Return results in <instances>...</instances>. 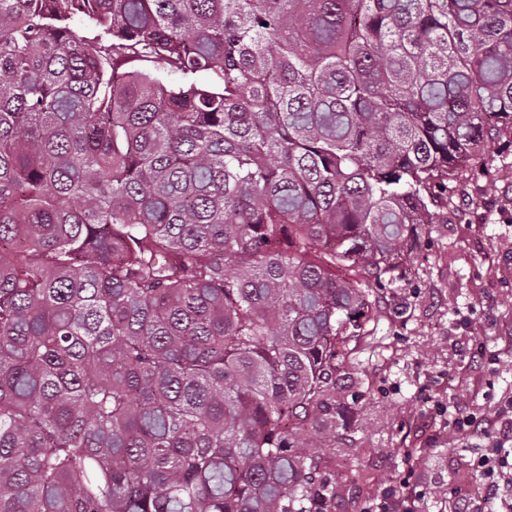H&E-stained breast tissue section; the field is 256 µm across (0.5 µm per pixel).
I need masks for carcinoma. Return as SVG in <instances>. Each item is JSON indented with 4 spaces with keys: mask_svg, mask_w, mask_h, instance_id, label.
Returning <instances> with one entry per match:
<instances>
[{
    "mask_svg": "<svg viewBox=\"0 0 512 512\" xmlns=\"http://www.w3.org/2000/svg\"><path fill=\"white\" fill-rule=\"evenodd\" d=\"M490 139L512 0H0V512H363L379 291Z\"/></svg>",
    "mask_w": 512,
    "mask_h": 512,
    "instance_id": "obj_1",
    "label": "carcinoma"
}]
</instances>
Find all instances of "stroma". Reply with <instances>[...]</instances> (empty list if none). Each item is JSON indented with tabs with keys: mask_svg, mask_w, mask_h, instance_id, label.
<instances>
[{
	"mask_svg": "<svg viewBox=\"0 0 512 512\" xmlns=\"http://www.w3.org/2000/svg\"><path fill=\"white\" fill-rule=\"evenodd\" d=\"M492 164L471 168L455 183L448 221L433 224L426 247L408 255L380 298L377 336L383 360H364L378 391L360 413L364 466L373 496L398 485L402 451H421L418 478L427 485L428 512H449V476L470 480V448L450 442L435 403L470 400L475 370L465 352L470 337L501 351L495 389L512 387V146L488 141Z\"/></svg>",
	"mask_w": 512,
	"mask_h": 512,
	"instance_id": "35a3bbf8",
	"label": "stroma"
}]
</instances>
